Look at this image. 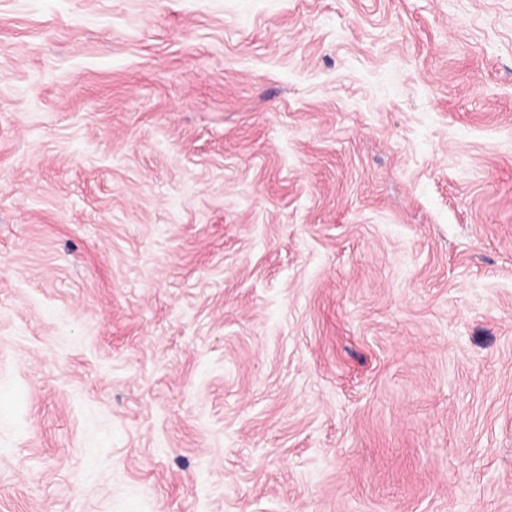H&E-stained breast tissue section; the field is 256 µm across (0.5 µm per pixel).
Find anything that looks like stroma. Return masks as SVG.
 <instances>
[{
	"mask_svg": "<svg viewBox=\"0 0 512 512\" xmlns=\"http://www.w3.org/2000/svg\"><path fill=\"white\" fill-rule=\"evenodd\" d=\"M0 512H512V0H0Z\"/></svg>",
	"mask_w": 512,
	"mask_h": 512,
	"instance_id": "1",
	"label": "stroma"
}]
</instances>
